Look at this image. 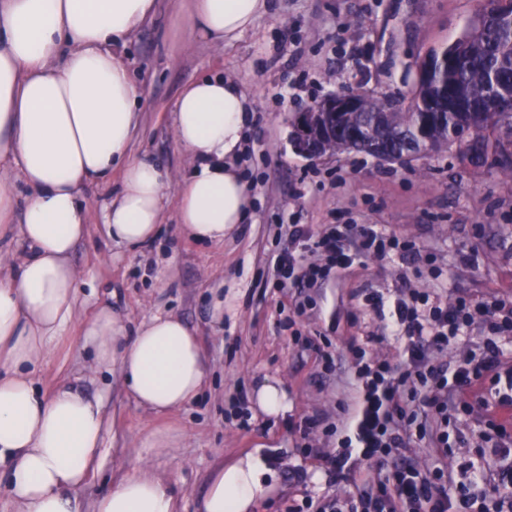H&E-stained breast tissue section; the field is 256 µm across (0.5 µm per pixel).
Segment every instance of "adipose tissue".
Instances as JSON below:
<instances>
[{
  "label": "adipose tissue",
  "mask_w": 512,
  "mask_h": 512,
  "mask_svg": "<svg viewBox=\"0 0 512 512\" xmlns=\"http://www.w3.org/2000/svg\"><path fill=\"white\" fill-rule=\"evenodd\" d=\"M156 9V0H0V239L15 235L26 246L0 275V468L18 512H78L70 492L100 462V402L65 385L44 396L33 374L77 319L81 274L71 255L90 220L84 188L119 174L103 210L108 235L138 246L157 234L171 180L131 154L139 89L119 52ZM267 9V0H188L186 17L195 33L229 45ZM248 119L230 79L201 78L175 100L174 140L193 166L175 182L177 220L190 239L223 242L248 217L235 163ZM83 336L97 368L119 367L147 410L181 409L206 382L201 343L177 316H155L130 337L104 307ZM274 479L258 451L218 465L201 512H253ZM177 508L163 479L138 472L101 495L94 512Z\"/></svg>",
  "instance_id": "ef3b65f1"
}]
</instances>
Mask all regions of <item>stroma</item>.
Wrapping results in <instances>:
<instances>
[{"label":"stroma","mask_w":512,"mask_h":512,"mask_svg":"<svg viewBox=\"0 0 512 512\" xmlns=\"http://www.w3.org/2000/svg\"><path fill=\"white\" fill-rule=\"evenodd\" d=\"M172 4L160 0L122 53L140 91L134 152L171 177L186 174L191 160L170 123L177 95L206 76L237 80L251 100L237 160L251 215L223 243H201L183 235L170 199L157 237L132 250L112 241L103 225L104 205L119 186L114 178L85 190L91 219L72 261L87 283L80 318L107 304L133 332L158 314L180 317L200 337L207 382L176 413L147 412L128 398L118 370L91 372L92 351L75 325L55 342L37 383L47 396L60 383L77 386L100 398L108 416L100 464L72 493L79 512H92L97 495L143 467L168 479L181 512H199L215 467L256 449L276 473L274 492L256 512H289L340 491L328 480L325 459L337 452L336 418L354 394L352 346L393 360L402 352L366 306L371 291L392 297L403 288H434L488 304L512 299V177L462 159L455 148L404 163L353 151L313 161L293 148L292 118L349 87L410 104L420 59L458 38L484 0H271L268 13L226 47L188 25L174 27ZM283 224L314 233L326 224H376L415 240L433 263L417 268L388 257L335 271L315 293L311 315L300 317L298 289L278 288L270 265L273 253L288 246L279 237ZM217 280L232 304L220 323L211 317ZM265 378L284 383L286 415L252 406V391ZM464 398L468 409L451 417L456 444L448 473L456 483L489 459L493 445L489 410L473 391ZM161 426L177 429V448L145 451Z\"/></svg>","instance_id":"stroma-1"}]
</instances>
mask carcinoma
<instances>
[{
	"instance_id": "carcinoma-1",
	"label": "carcinoma",
	"mask_w": 512,
	"mask_h": 512,
	"mask_svg": "<svg viewBox=\"0 0 512 512\" xmlns=\"http://www.w3.org/2000/svg\"><path fill=\"white\" fill-rule=\"evenodd\" d=\"M496 0H486L484 11L490 22L480 28L470 26L464 31L466 42L457 47L449 64L448 93L486 101V86L491 74H496L504 99L512 93V31L504 28L494 16ZM361 103L356 115V128L363 140L355 151L390 162H404V153L422 151L416 135L417 126L429 119L427 94L414 92L410 109H402L388 98L376 97L350 88ZM512 135V109L503 106L485 111L470 134L475 141L474 155L493 158L500 172L512 175V140L501 131ZM456 117L448 115L442 129L437 131L436 144L427 152L435 154L456 144Z\"/></svg>"
}]
</instances>
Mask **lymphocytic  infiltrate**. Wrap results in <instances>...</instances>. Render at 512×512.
Returning a JSON list of instances; mask_svg holds the SVG:
<instances>
[{"label": "lymphocytic infiltrate", "mask_w": 512, "mask_h": 512, "mask_svg": "<svg viewBox=\"0 0 512 512\" xmlns=\"http://www.w3.org/2000/svg\"><path fill=\"white\" fill-rule=\"evenodd\" d=\"M348 237L357 242L354 250L340 245ZM290 243L287 252L274 257L273 270L278 280H292L302 289L316 287L332 269L352 267L368 256L390 254L404 260L418 254L413 241L384 233L374 224H331L315 240L297 229ZM308 251L323 256V263L306 261ZM479 316L491 333L481 357L449 365L434 362L431 349L443 351L462 341ZM502 328L494 307L465 297L445 302L430 292L411 289L397 299L386 330L403 342L402 357L393 362L363 348L355 351V397L343 407L341 424L352 433L360 453L346 452L327 460L331 482L355 480L359 462L376 469L377 477L369 491L324 499L318 512H504L512 507V448L493 453L495 459L510 460L511 465L497 472V500L492 505L483 488V468L474 469L454 489L440 463L422 469L410 460L421 442L447 447L448 413L456 395L484 379L493 382L494 407L512 410V372L502 370L495 340Z\"/></svg>", "instance_id": "lymphocytic-infiltrate-1"}]
</instances>
